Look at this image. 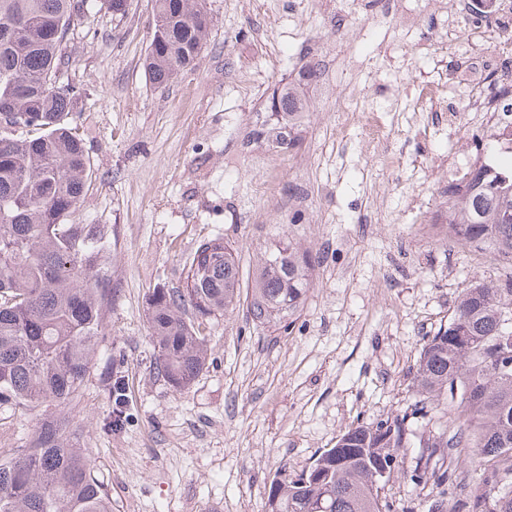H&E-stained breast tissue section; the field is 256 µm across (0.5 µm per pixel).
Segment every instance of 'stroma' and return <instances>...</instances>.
I'll list each match as a JSON object with an SVG mask.
<instances>
[{
    "label": "stroma",
    "instance_id": "obj_1",
    "mask_svg": "<svg viewBox=\"0 0 512 512\" xmlns=\"http://www.w3.org/2000/svg\"><path fill=\"white\" fill-rule=\"evenodd\" d=\"M206 3L213 24L195 68L163 86L143 67L153 0L99 14L65 47V78L89 93L76 117L93 170L80 218L110 230L112 300L75 401L0 409V452L25 447L44 420H71L112 512H266L273 479L308 470L349 428L414 403L419 353L471 281L512 280V259L443 232L448 184L472 166L474 133L437 54L412 42L389 53L396 20L366 24L372 0ZM327 9L359 31L350 50L366 65L341 73V84L359 107L376 108L382 143L317 86L303 87L301 144L271 195L251 200L264 149L255 116L322 58L334 36ZM431 86L447 89L455 121L418 109ZM285 236L317 259L291 327L256 326L242 307L210 320L205 369L174 391L155 369L149 292L183 287L187 257L214 238L232 245L250 288ZM448 465L445 512H466L493 464L456 451ZM439 490L437 477L418 485L404 472L385 494L393 512H429Z\"/></svg>",
    "mask_w": 512,
    "mask_h": 512
}]
</instances>
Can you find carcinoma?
Instances as JSON below:
<instances>
[{"label":"carcinoma","mask_w":512,"mask_h":512,"mask_svg":"<svg viewBox=\"0 0 512 512\" xmlns=\"http://www.w3.org/2000/svg\"><path fill=\"white\" fill-rule=\"evenodd\" d=\"M153 2L144 66L160 86L195 66L212 16L205 0ZM103 10L122 16L128 0H0L1 407L72 402L112 299L104 276L109 229L76 218L90 160L73 114L87 90L60 81L69 34ZM302 110L291 87L271 102L276 122ZM448 203L449 238L512 258V166L472 167L448 185ZM314 268L315 258L290 238L273 245L246 296L252 323L288 328ZM185 269L184 288H155L147 300L156 369L176 391L205 365L204 320L240 302L229 243H200ZM414 380L411 412L351 428L307 474L273 480L267 512H392L385 487L403 470L399 449L416 437L411 420L435 411L463 424L418 439L422 452L410 480H424L431 459L445 461L448 449L473 448L498 467L468 512H512L511 491L492 493L512 475V280L466 288L448 323L422 347ZM75 435L69 423L46 420L27 447L0 455V512H112L107 487L72 444Z\"/></svg>","instance_id":"obj_1"}]
</instances>
